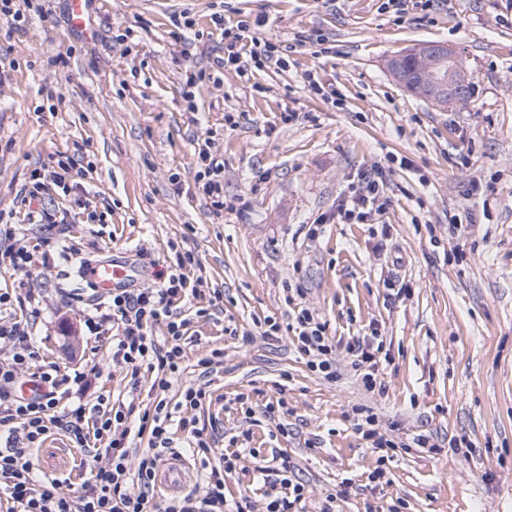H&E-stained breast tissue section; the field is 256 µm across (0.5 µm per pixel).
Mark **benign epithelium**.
I'll use <instances>...</instances> for the list:
<instances>
[{"label": "benign epithelium", "instance_id": "obj_1", "mask_svg": "<svg viewBox=\"0 0 512 512\" xmlns=\"http://www.w3.org/2000/svg\"><path fill=\"white\" fill-rule=\"evenodd\" d=\"M386 67L400 84L415 85L419 96L436 107L466 100L470 75L446 43L417 44L391 55Z\"/></svg>", "mask_w": 512, "mask_h": 512}]
</instances>
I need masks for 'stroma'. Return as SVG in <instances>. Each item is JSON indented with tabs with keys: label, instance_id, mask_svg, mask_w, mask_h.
I'll list each match as a JSON object with an SVG mask.
<instances>
[{
	"label": "stroma",
	"instance_id": "obj_1",
	"mask_svg": "<svg viewBox=\"0 0 512 512\" xmlns=\"http://www.w3.org/2000/svg\"><path fill=\"white\" fill-rule=\"evenodd\" d=\"M385 0H90L92 36L76 28L69 0H48L23 34L0 24V211L31 170L78 151L72 174L107 212L98 226L77 214L68 240L89 259L130 252L147 274L165 266L171 245L193 250L207 288L224 291V311L190 320L180 384L198 377L195 361L224 351L211 387L223 429L220 446L243 430L261 455L282 451L308 484V512L344 476L365 479L375 457L354 429L356 406L373 408L388 435L409 442L390 465V482L341 503L365 512L396 498L406 512H512V0H441L430 13L385 9ZM263 19L262 36L300 39L284 72L226 75L199 86L198 111L182 99L187 69L206 67L218 45L211 15ZM189 12L193 29L174 38L172 17ZM131 31L133 51L115 39ZM325 36L329 53L310 41ZM450 44L471 73L468 103L443 108L406 93L386 69L389 56L419 42ZM315 73L326 94L301 77ZM341 106H333L332 97ZM293 122L280 121L283 111ZM239 118L224 125L226 112ZM214 130L224 156L227 210L196 194L198 138ZM382 165L387 202L366 221L307 226L335 212L358 172ZM181 189H174L173 177ZM470 225L462 253L449 236ZM62 276L33 268L26 280L39 303L40 362L61 370L98 366L96 392L125 397L109 339L85 335L80 306L67 303ZM296 295L333 336L377 328L389 359L381 386H359L345 349L342 377L312 375L296 353L285 299ZM274 317L277 341L257 334ZM234 324L238 333L225 334ZM253 339L243 343L241 333ZM254 409L284 397L288 411L253 423ZM465 447L433 455L417 435ZM40 469L70 493L83 474L62 436L37 452Z\"/></svg>",
	"mask_w": 512,
	"mask_h": 512
}]
</instances>
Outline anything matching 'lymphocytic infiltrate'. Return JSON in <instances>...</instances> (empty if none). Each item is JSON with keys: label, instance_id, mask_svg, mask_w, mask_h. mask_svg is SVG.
Returning a JSON list of instances; mask_svg holds the SVG:
<instances>
[{"label": "lymphocytic infiltrate", "instance_id": "f902f5d3", "mask_svg": "<svg viewBox=\"0 0 512 512\" xmlns=\"http://www.w3.org/2000/svg\"><path fill=\"white\" fill-rule=\"evenodd\" d=\"M212 20L224 42V52L215 56L209 71L190 72L185 79L183 99L188 111H197L196 90L207 73H235L250 78L253 69L288 67V56L280 43L259 36L247 21L226 25L221 13ZM74 156L61 153L55 170L33 169L20 188L21 204L27 206V223L40 225L46 235L39 251L27 245L25 225L0 223V269L28 276L34 264L50 270L56 260L84 268L85 258L65 238L53 237L52 229L67 224L70 214L57 208L54 197H68L76 186L70 173ZM195 183L215 210L224 208V157L213 151L210 140L195 149ZM381 168L359 174L337 208L338 218L362 221L380 208L385 194ZM200 263L193 251L178 250L157 283L143 288H119L84 313V324L93 336L112 339V365L127 378L129 396L110 401L97 395L88 401L91 379L98 367L61 372L37 363L38 344L33 325L25 314L33 304L32 295L15 287L0 291V493L8 503L7 512H250L248 493L230 497L224 492L226 477L252 459L262 480L263 512H303L308 499L304 483L296 480L295 467L287 455H279L278 466L267 465L251 448L250 432L230 440V450L217 448L214 418L199 413L214 401L207 376L221 364L224 352L212 349L196 362L200 382L180 391L176 404L165 399L186 357L185 341L189 319L179 317V305L200 294L188 275ZM166 328L163 339L150 336L153 325ZM293 343L309 372L327 381L341 377L336 358L338 349L328 323L306 307L298 308L291 325ZM383 342L378 334L352 337L345 350L352 357L366 390L377 386L378 364ZM151 374L153 403L137 396L141 374ZM31 383V395L20 393L22 383ZM355 429L375 457L367 476L370 484L381 486L400 443L383 431L377 415L364 406L355 408ZM66 436L83 452L87 478L71 493H62L58 479L39 468L35 452L51 436ZM147 438V447L136 441ZM184 448L204 466L201 481L192 491L164 496L156 483L166 453Z\"/></svg>", "mask_w": 512, "mask_h": 512}]
</instances>
